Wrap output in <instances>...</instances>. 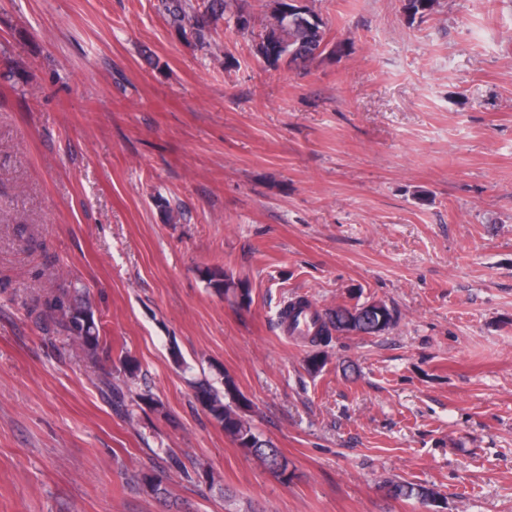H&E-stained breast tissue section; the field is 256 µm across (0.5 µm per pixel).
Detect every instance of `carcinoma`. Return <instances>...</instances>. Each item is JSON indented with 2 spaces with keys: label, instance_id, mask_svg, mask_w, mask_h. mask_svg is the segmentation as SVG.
<instances>
[{
  "label": "carcinoma",
  "instance_id": "obj_1",
  "mask_svg": "<svg viewBox=\"0 0 512 512\" xmlns=\"http://www.w3.org/2000/svg\"><path fill=\"white\" fill-rule=\"evenodd\" d=\"M437 0H404V9L411 15L427 16L434 12ZM169 23L181 32H190L200 44L208 43L212 26L218 20L231 22L240 31L251 28L252 16L245 12L238 0H162ZM326 24L309 5L292 10L288 0H273L270 15L266 17L253 46L255 57L270 67L306 65L320 56L327 47ZM208 284L222 293L239 287L220 267L204 271ZM39 316L53 326V330L75 345L84 361L95 367L99 351L103 349L100 324L92 306L82 299V289L72 288L44 300H36L29 312ZM349 307L338 305L334 314L316 316L317 329L309 341L327 346L333 333L348 331L346 326ZM393 311L386 305L370 307L356 329L366 335L384 332L394 326ZM119 373L123 380L112 381V374H103L100 379L102 392L118 407L126 406L130 383L135 381L140 366L128 353L122 351L117 357ZM193 397L202 409L223 429L224 433L239 447L257 457L276 476L288 479V464L274 448L273 443L261 438L249 420L243 416L249 402L238 389L234 379L224 376V392L215 390L206 379L192 384ZM140 486L156 499H167L170 491L163 480L149 474L140 478ZM388 494L406 499L415 498L425 504L437 500L438 493L421 484L389 480Z\"/></svg>",
  "mask_w": 512,
  "mask_h": 512
}]
</instances>
